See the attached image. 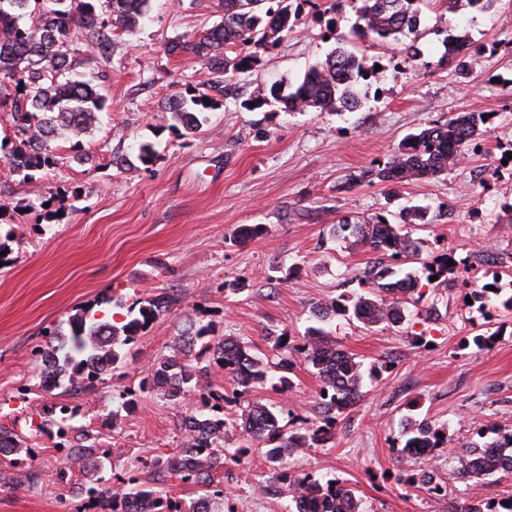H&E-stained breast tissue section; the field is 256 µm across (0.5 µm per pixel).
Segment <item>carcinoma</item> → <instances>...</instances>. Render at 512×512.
<instances>
[{
    "mask_svg": "<svg viewBox=\"0 0 512 512\" xmlns=\"http://www.w3.org/2000/svg\"><path fill=\"white\" fill-rule=\"evenodd\" d=\"M151 0H0V113L7 117L12 134L0 140V152L7 163L18 158L24 164L14 166L13 174L25 179L33 173L57 165L53 143L63 135L70 142L73 158H85L84 139L106 109V97L100 89L85 80L80 69L95 63L100 78L112 72V60L121 41L118 33L131 31L149 21ZM294 0H219L221 20L192 37H177L169 45L172 54L187 53L199 60L208 78L201 87H189V96L174 95L164 102L183 127H198L197 113L219 108L227 83L258 65L259 51L277 46L292 30ZM355 21L352 31L357 36L379 41H398L415 34L421 20L425 0H350ZM333 2L326 24L336 39V47L324 60L312 65L302 80L286 93L277 84L256 92L244 101L260 106L268 99L279 100L284 107L297 112L310 108L352 110L358 99L354 86L364 77L363 59L347 48L346 36L337 29ZM448 62L464 74L474 58L466 55L471 47L464 35L446 39ZM483 114L462 112L442 120H434L417 133L408 135L387 162L364 172L388 188L397 197L400 186L423 176H435L448 169L450 161L460 158L480 135ZM428 207H403L399 221L392 222L379 214L354 224L346 218L338 220L336 236L353 238L354 242L389 258L390 265H372L364 271V280L377 289L374 297L341 293L319 304L311 311L312 320L325 323L332 316L354 318L366 325L386 324L392 327L407 321L408 310L402 298L413 291L417 278L395 269L402 258L418 251L408 226L427 223ZM448 256L423 264L426 280L448 276ZM177 297L168 292L146 297L128 309L129 320L122 325L103 320L83 308L67 321L68 330L57 326L48 333L45 344L35 350L36 360L47 362L59 377L57 386L64 387L63 397L50 407L61 437L72 439L60 444L65 451L54 478L61 485L72 481L74 469L86 478V512H124V502L143 496L154 512H198L196 504L223 493L215 474L228 461L240 463L248 449L224 447L227 428L224 404L229 402L224 390L214 388L210 372L219 370L234 382L233 398L241 399L257 385H268L280 393L293 387L288 374L295 358L314 369L319 381L317 420L283 436L278 417L266 404L253 403L241 416L240 429L247 442L264 444L263 454L277 476L291 485V503L285 512H303L301 502L313 499L325 512H365L355 490L334 478H314L293 474L288 456L298 448H315L333 438L337 418L354 406L362 396L363 363L336 348L321 327L309 326L303 343L288 346L283 337L274 339V348L282 356L274 365L252 353L246 343L235 336H216L212 323L190 325L177 336L173 355H161L151 365L139 389L155 392L165 400L191 405L177 415L183 443L174 454L158 455L140 461L126 476L113 483L108 497L100 496V474L112 463V449L102 446L100 432L73 421L79 409L66 397L90 391L107 381L112 372L127 365L131 348ZM448 425L423 418L409 417L403 424V445L398 457L405 460L417 448L437 451L448 447ZM478 439L461 445L457 465L450 479L463 480L474 489L498 473H512V433L497 424L476 432ZM28 438L0 425V453L20 456L26 467L25 480L33 486L41 479ZM170 474L195 486L204 494L189 501L174 496L163 484ZM433 475L422 470L408 474L403 481L410 487L441 493L445 485L432 482ZM453 512H512V496L496 506L482 509V501L464 503Z\"/></svg>",
    "mask_w": 512,
    "mask_h": 512,
    "instance_id": "1",
    "label": "carcinoma"
}]
</instances>
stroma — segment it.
I'll return each mask as SVG.
<instances>
[{
	"label": "stroma",
	"instance_id": "obj_1",
	"mask_svg": "<svg viewBox=\"0 0 512 512\" xmlns=\"http://www.w3.org/2000/svg\"><path fill=\"white\" fill-rule=\"evenodd\" d=\"M152 0L150 23L128 35L114 58L102 92L109 113L86 144L92 161L73 160L66 138L55 142L58 163L22 180L0 161V198L12 208L0 216L10 234L11 261L0 268V424L29 435L47 475L19 492V468L0 459V512H81L76 484L50 479L62 457L54 430L33 421L55 398L40 386L35 348L50 329L93 301L116 297L124 304L167 288L181 297L160 315L134 348L127 366L96 389L71 397L78 423L100 422L115 453L102 476L112 479L137 460L178 448L182 434L177 406L147 393L135 410L117 411L119 393L137 389L154 359L170 353L186 325L207 315L216 335L234 336L272 354L274 336L303 341L313 306L341 293L363 294L364 269L375 255L336 235L341 217L361 222L378 214L395 217L401 207H428L416 225L422 261L450 253L459 260L447 283L411 301V321L399 327L367 326L334 318L326 329L337 345L375 367L362 396L322 446L294 451L292 470L336 477L353 487L366 512H453L469 499V485L448 483L455 452L477 427L493 422L512 428V315L500 305L466 301L467 284H492L512 294V0L483 13L450 15L443 0L423 7L418 58L399 43L354 45L381 79L359 80L353 111H285L269 100L248 111L241 103L272 82L293 87L324 59L335 41L323 19L303 13L262 65L228 84L218 109L200 114L185 135L163 98L184 93L206 79L199 61L170 54L176 37L220 19L218 0ZM467 35L483 49L468 75L446 59L445 39ZM459 112L491 113L477 151L433 177L413 179L390 199L381 183L349 186V176L387 160L399 142L434 120ZM155 151L150 163L139 146ZM62 212L55 221L54 212ZM265 225V233L236 243L241 226ZM437 307L432 321L420 314ZM490 325L494 343L480 349L472 338ZM292 390L258 386L224 410V445L242 444L238 429L248 402L276 406L283 431L317 412L319 382L297 361ZM417 401L409 409V401ZM447 424L450 442L432 459L399 460L402 425L408 416ZM223 495L212 512H284L287 484L269 483L260 451L247 467L224 466ZM424 469L448 484L443 496L407 488L402 471Z\"/></svg>",
	"mask_w": 512,
	"mask_h": 512
}]
</instances>
